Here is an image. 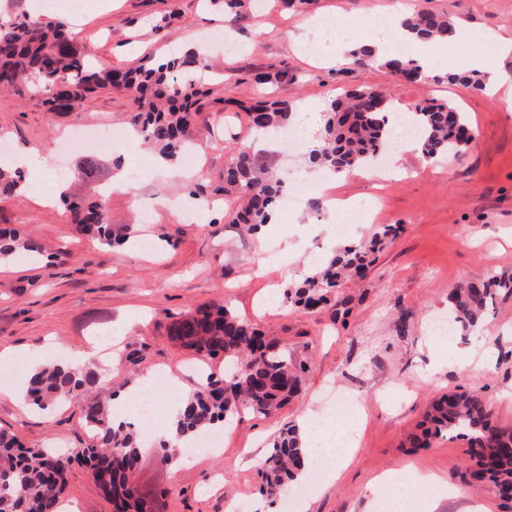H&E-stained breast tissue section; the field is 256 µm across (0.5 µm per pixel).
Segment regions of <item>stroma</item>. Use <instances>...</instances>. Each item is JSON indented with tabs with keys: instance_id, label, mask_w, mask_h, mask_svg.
<instances>
[{
	"instance_id": "1",
	"label": "stroma",
	"mask_w": 512,
	"mask_h": 512,
	"mask_svg": "<svg viewBox=\"0 0 512 512\" xmlns=\"http://www.w3.org/2000/svg\"><path fill=\"white\" fill-rule=\"evenodd\" d=\"M458 25L456 40L441 45L440 65L457 71L470 65L463 45L481 41L490 31L512 32V0H417ZM87 21L72 38L102 68L127 69L145 60L170 57L200 45L204 34L226 30L224 20L202 0H87ZM171 24L156 29L164 15ZM300 15L283 12L274 0L254 10L241 29L230 31L237 50L207 48L213 78L191 131L202 143L204 158L192 170L173 163L155 173L149 146L136 152L143 173L130 191L106 192L113 161L125 158L118 148L101 155L97 171L80 172L94 152L92 126L124 132L133 114L125 95L102 90L72 112H53L43 92L28 87L0 93V144L9 153L33 147L47 157L45 170L20 189L0 195V226L19 229L43 256L19 252L0 261V351L14 359L66 360L90 349L102 336H116L120 370L108 389L124 393L153 372L177 379L180 391L164 390L159 416L143 423L151 431L165 423L184 391L195 387L196 369L223 368V357L210 358L180 348L170 336L183 315L215 301H227L237 314L269 339L287 348L304 369L300 396L268 418L247 416L224 438L221 453L198 450L189 465L161 461L154 446L141 448L135 482L149 512H225L228 501L245 512H381L382 485L375 476L414 488L417 506L438 502L437 512H512L472 478L470 445L460 437L432 440L413 448L409 436L428 405L453 390H478L495 424L512 427V295H497L479 326L449 339L436 323L447 318L452 290L490 274L512 272V112L491 105L484 92L447 80L410 84L384 67L366 66L348 74L312 66L293 43ZM285 66L294 82L275 88L277 97L305 103L292 124L303 140L279 138V149L258 153L289 178L318 184L320 172L308 160L333 120L330 104L340 89L374 86L402 109L432 98L466 112L476 140L461 158L441 164L404 155L388 178L357 176L338 191L355 199L376 198L375 211L336 235V217L302 202L278 207L276 221L255 230L228 223L234 196H220L211 212L188 217L186 208L197 187L224 185V165L248 134V119L235 101L254 94L251 84L225 82L226 74L249 68ZM73 178L85 198L101 200L109 224L137 241L150 239L151 250L108 247L78 235L63 207L52 202L54 167ZM395 224L365 279L344 285L346 317L331 308L305 311L285 291L300 268L315 270L336 251L369 239L381 226ZM490 351L483 368L462 365L480 336ZM352 400V414L336 418L337 398ZM314 413L321 421L338 420L353 434L354 453L336 480L318 472L311 460L305 478L289 484L276 503L259 495L258 472L245 449L267 453L279 428ZM15 432L34 448L51 443L75 448L89 436L77 405L52 412L20 413L0 396V429ZM68 498L77 512H113L107 495L79 467L69 477Z\"/></svg>"
}]
</instances>
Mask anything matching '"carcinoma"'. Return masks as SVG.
Instances as JSON below:
<instances>
[{
	"mask_svg": "<svg viewBox=\"0 0 512 512\" xmlns=\"http://www.w3.org/2000/svg\"><path fill=\"white\" fill-rule=\"evenodd\" d=\"M252 0H208L232 23L246 19ZM400 26L418 42H446L458 36L457 24L447 15L418 8L404 16ZM367 45L349 51V65L361 67L374 59ZM384 66L414 83L428 81L417 60L395 52ZM208 66L204 58L188 53L158 66L140 64L126 70L101 69L80 51L60 17L0 15V88L16 89L37 83L47 95L45 104L55 112L75 109L95 92L111 89L125 94L134 115V126L143 140L172 162L182 157L189 144V129L201 108ZM452 82L482 89L476 72L446 75ZM295 80L288 67H270L255 75L246 74L234 83L252 82L260 87ZM246 111L250 127L269 132L288 131L293 105L286 100L266 98ZM336 124L327 127V141L311 151L309 160L317 167L341 173L354 167H369L388 153L395 133L393 103L371 85H361L332 103ZM410 120L417 130L418 146L428 160L457 159L471 144L465 113L446 104L425 101L414 105ZM242 199L241 207L229 214L232 224L257 228L269 223L283 192V182L263 164L250 143L241 141L236 154L224 166V193ZM61 203L70 213L79 234H93L104 244L123 243L126 238L104 219L102 206L68 192ZM399 227L385 225L368 242H356L336 252L328 261L286 290L288 298L305 309L333 302L345 280L359 275L372 263L375 248L397 235ZM35 253L39 247L23 241L13 228L0 227V256L18 250ZM512 294V275L494 274L481 281L458 286L450 295L453 321L463 329L474 327L487 313L495 294ZM170 336L182 348L214 357L234 372L208 375L185 398L177 420L178 434L192 440L219 425L226 426L242 413L271 416L288 402L302 383L288 352L243 320L229 305L200 308L174 323ZM106 389L95 362L83 366L55 363L35 373L27 389L28 402L50 412L66 402L81 404L86 425L94 428L91 442L61 455L48 448H25L18 437L0 429V512H62L73 465L83 466L97 486L110 497L116 512H147L133 479L139 454L136 432L127 424L114 422L112 408L98 397ZM491 410L477 390L454 391L432 402L420 433L411 438L417 448L447 435L468 439L478 461L494 460L489 470V489L501 495L512 486V428L491 422ZM304 462L300 435L295 426L280 429L260 467V495L275 499L294 480Z\"/></svg>",
	"mask_w": 512,
	"mask_h": 512,
	"instance_id": "1",
	"label": "carcinoma"
}]
</instances>
